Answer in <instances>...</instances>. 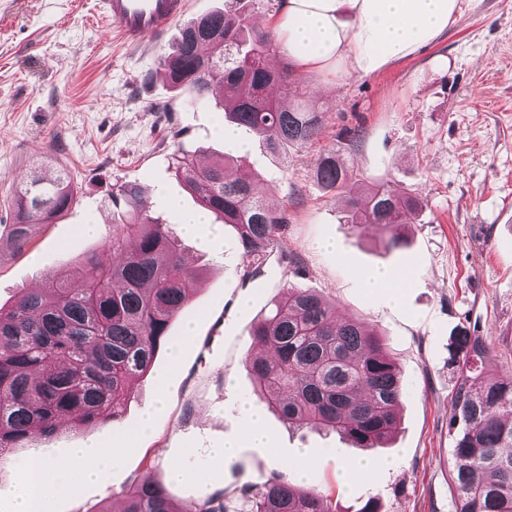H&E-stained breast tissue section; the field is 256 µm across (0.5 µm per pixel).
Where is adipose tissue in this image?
<instances>
[{
	"label": "adipose tissue",
	"mask_w": 512,
	"mask_h": 512,
	"mask_svg": "<svg viewBox=\"0 0 512 512\" xmlns=\"http://www.w3.org/2000/svg\"><path fill=\"white\" fill-rule=\"evenodd\" d=\"M461 0H284L272 26L301 74L343 71L370 76L412 57L447 32ZM119 448L72 449L67 461L33 457L15 483L0 487L16 512H47L50 497L105 480Z\"/></svg>",
	"instance_id": "obj_1"
}]
</instances>
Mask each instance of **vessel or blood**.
Wrapping results in <instances>:
<instances>
[{"instance_id": "1", "label": "vessel or blood", "mask_w": 512, "mask_h": 512, "mask_svg": "<svg viewBox=\"0 0 512 512\" xmlns=\"http://www.w3.org/2000/svg\"><path fill=\"white\" fill-rule=\"evenodd\" d=\"M187 0H96V8L130 43L163 37L184 13Z\"/></svg>"}]
</instances>
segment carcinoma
I'll return each instance as SVG.
<instances>
[{"label": "carcinoma", "instance_id": "cac0c4a2", "mask_svg": "<svg viewBox=\"0 0 512 512\" xmlns=\"http://www.w3.org/2000/svg\"><path fill=\"white\" fill-rule=\"evenodd\" d=\"M275 35L246 9L215 10L185 24L159 70L186 107L221 96L224 121L262 138L274 153L317 139L325 110L298 97L289 63L274 69ZM223 73L221 93L212 79ZM175 176L198 205L231 227L243 277L255 276L288 224L269 206L243 159L220 155L201 163L182 142L171 143ZM315 178L344 202V222L372 232L387 251L407 244L405 228L422 210L413 193L378 180L352 192L335 150L317 159ZM76 202L69 173L31 175L12 195L11 236L17 248ZM117 219L100 252L85 257L81 284L51 277L0 306V451L50 435L63 420L89 427L115 419L157 351L171 342V322L190 304L198 275L181 243L153 218L138 185L112 193ZM258 353L246 356L254 389L289 425L336 432L354 447L381 448L395 432L404 393L400 370L374 331L339 320L335 307L306 288L288 286L267 315L252 323ZM484 341L467 326L448 339V366L457 374L449 471L453 512H512V380L490 377ZM122 512H340L330 495L301 488L274 472L232 494L185 503L145 474L123 498Z\"/></svg>", "mask_w": 512, "mask_h": 512}]
</instances>
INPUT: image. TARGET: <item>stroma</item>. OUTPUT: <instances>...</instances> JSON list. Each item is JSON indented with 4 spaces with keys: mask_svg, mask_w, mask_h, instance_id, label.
Segmentation results:
<instances>
[{
    "mask_svg": "<svg viewBox=\"0 0 512 512\" xmlns=\"http://www.w3.org/2000/svg\"><path fill=\"white\" fill-rule=\"evenodd\" d=\"M95 0H0V304L55 275L78 282L82 259L112 230V191L130 182L144 191L153 217L177 226L168 197L195 208L170 167L172 137L202 162L224 154L213 135L215 105H182L157 60L178 32L123 42L94 10ZM319 75L302 82L328 108L318 139L281 158L259 137L240 131L244 155L260 176L265 199L288 214V228L256 277L243 276L231 228L210 248L184 238L198 290L172 323L170 347L134 386L117 421L62 428L0 453V486L13 483L32 450L64 460L68 449L97 441L126 453L106 484H86L55 498L50 512H96L120 500L145 473L189 501L285 472L296 449L307 452L313 483L340 507L378 500L382 512H452L448 472L456 376L448 337L474 325L489 349L486 366L512 377V0H461L447 33L414 57L368 77L344 75L333 95ZM358 129L355 146L344 138ZM335 150L351 183L387 181L425 206L407 246L383 251L342 219L333 194L314 177L318 156ZM67 168L78 195L25 248L10 239V198L35 168ZM96 233H82L85 224ZM405 270L400 288L371 289L380 270ZM291 285L309 288L342 318L375 327L406 387L401 422L384 448H354L335 435L290 427L254 392L244 365L250 325ZM192 338H185L186 326ZM180 345L173 354L172 345ZM163 411H155L157 400ZM264 414L267 447L253 445L239 415L242 402ZM149 434H138L146 412ZM238 443L231 460L213 457ZM370 469L345 473L353 459ZM182 465L184 481L170 478Z\"/></svg>",
    "mask_w": 512,
    "mask_h": 512,
    "instance_id": "35a3bbf8",
    "label": "stroma"
}]
</instances>
